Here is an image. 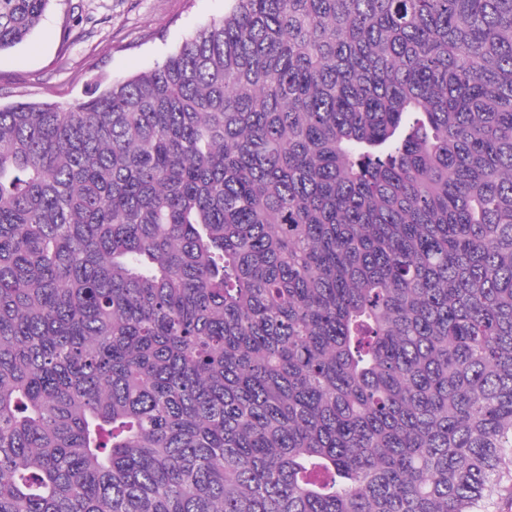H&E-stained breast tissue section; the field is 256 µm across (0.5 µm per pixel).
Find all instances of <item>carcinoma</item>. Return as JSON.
Wrapping results in <instances>:
<instances>
[{
    "mask_svg": "<svg viewBox=\"0 0 512 512\" xmlns=\"http://www.w3.org/2000/svg\"><path fill=\"white\" fill-rule=\"evenodd\" d=\"M51 0H0V50ZM512 489V0H232L0 106V512H484Z\"/></svg>",
    "mask_w": 512,
    "mask_h": 512,
    "instance_id": "cac0c4a2",
    "label": "carcinoma"
}]
</instances>
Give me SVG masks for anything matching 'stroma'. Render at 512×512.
<instances>
[{
	"label": "stroma",
	"mask_w": 512,
	"mask_h": 512,
	"mask_svg": "<svg viewBox=\"0 0 512 512\" xmlns=\"http://www.w3.org/2000/svg\"><path fill=\"white\" fill-rule=\"evenodd\" d=\"M230 0H51L24 42L0 51V102H70L96 79L161 62Z\"/></svg>",
	"instance_id": "obj_1"
}]
</instances>
